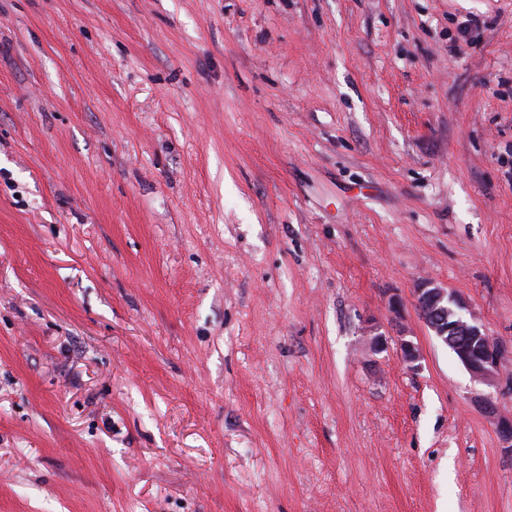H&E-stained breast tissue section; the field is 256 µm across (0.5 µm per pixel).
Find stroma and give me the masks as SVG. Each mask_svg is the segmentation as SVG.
<instances>
[{
    "label": "stroma",
    "mask_w": 512,
    "mask_h": 512,
    "mask_svg": "<svg viewBox=\"0 0 512 512\" xmlns=\"http://www.w3.org/2000/svg\"><path fill=\"white\" fill-rule=\"evenodd\" d=\"M425 279L512 342V0H0V512H512Z\"/></svg>",
    "instance_id": "obj_1"
}]
</instances>
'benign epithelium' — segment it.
I'll return each instance as SVG.
<instances>
[{
    "label": "benign epithelium",
    "mask_w": 512,
    "mask_h": 512,
    "mask_svg": "<svg viewBox=\"0 0 512 512\" xmlns=\"http://www.w3.org/2000/svg\"><path fill=\"white\" fill-rule=\"evenodd\" d=\"M415 299L426 327L455 354L472 380L487 389L497 387L501 360L508 346L489 336L479 317L461 297L433 281H421L415 289ZM396 345L402 361L412 369L418 368L420 354L416 344L401 334L397 336ZM475 403L496 423L502 440L512 444V417L499 414L494 397L479 393Z\"/></svg>",
    "instance_id": "benign-epithelium-1"
}]
</instances>
